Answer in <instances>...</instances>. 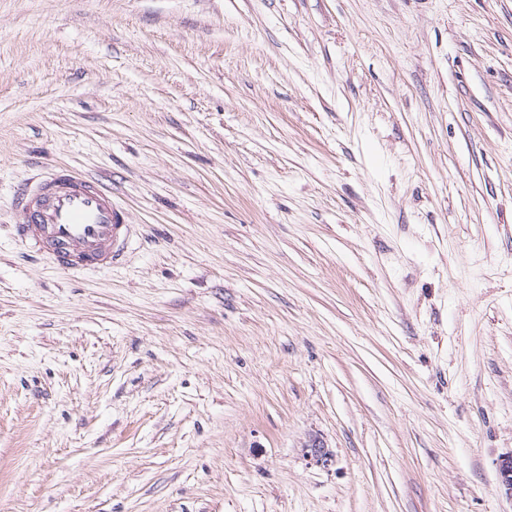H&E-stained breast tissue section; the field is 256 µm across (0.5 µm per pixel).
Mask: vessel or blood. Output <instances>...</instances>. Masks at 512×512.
<instances>
[{"instance_id": "obj_1", "label": "vessel or blood", "mask_w": 512, "mask_h": 512, "mask_svg": "<svg viewBox=\"0 0 512 512\" xmlns=\"http://www.w3.org/2000/svg\"><path fill=\"white\" fill-rule=\"evenodd\" d=\"M19 240L70 272L108 269L124 256L132 226L122 203L98 180L59 169L16 197Z\"/></svg>"}]
</instances>
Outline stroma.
<instances>
[{"label": "stroma", "instance_id": "obj_1", "mask_svg": "<svg viewBox=\"0 0 512 512\" xmlns=\"http://www.w3.org/2000/svg\"><path fill=\"white\" fill-rule=\"evenodd\" d=\"M50 167L121 263L14 236ZM510 452L512 0H0V512H512ZM19 240L70 272L109 269L125 254L132 224L112 190L76 170L31 180L16 197Z\"/></svg>", "mask_w": 512, "mask_h": 512}]
</instances>
